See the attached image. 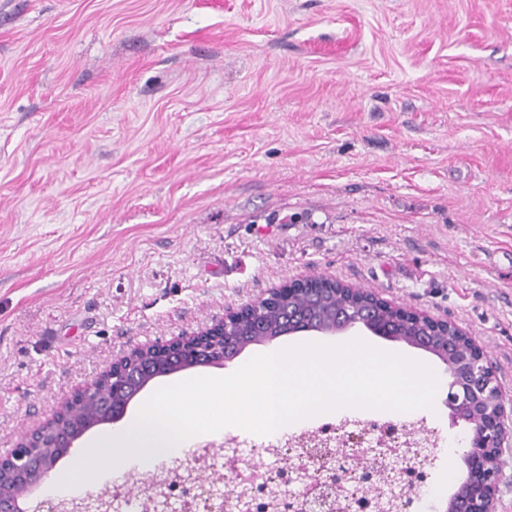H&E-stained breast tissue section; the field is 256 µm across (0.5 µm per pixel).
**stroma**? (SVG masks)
<instances>
[{
	"instance_id": "35a3bbf8",
	"label": "stroma",
	"mask_w": 512,
	"mask_h": 512,
	"mask_svg": "<svg viewBox=\"0 0 512 512\" xmlns=\"http://www.w3.org/2000/svg\"><path fill=\"white\" fill-rule=\"evenodd\" d=\"M323 275L512 390V0H0V454L130 350ZM362 338L436 366L423 349ZM444 393L409 415L447 501Z\"/></svg>"
}]
</instances>
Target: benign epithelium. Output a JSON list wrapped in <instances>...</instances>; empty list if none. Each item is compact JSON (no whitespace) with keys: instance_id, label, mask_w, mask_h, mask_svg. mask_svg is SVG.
Wrapping results in <instances>:
<instances>
[{"instance_id":"1","label":"benign epithelium","mask_w":512,"mask_h":512,"mask_svg":"<svg viewBox=\"0 0 512 512\" xmlns=\"http://www.w3.org/2000/svg\"><path fill=\"white\" fill-rule=\"evenodd\" d=\"M310 288L331 289L346 299H359L375 309L379 318L362 326L376 336L409 342L403 331L412 325L422 326L431 336L452 339V344L437 352L450 377L445 405L452 423L468 425L465 450L459 459L465 476L448 499L446 512H496L503 465L506 421L512 418V398L504 396L502 388L484 353L468 334L455 323L434 319L428 315L407 312L379 300L373 293L352 288L323 276L307 277L296 284H283L268 289L255 300L224 311V317L197 333L165 343L136 348L102 371L94 380L64 402L48 419L27 433L17 448L6 456L0 455V478L9 480L10 488H0V512H24L18 506L25 491L40 483L55 468L71 448L77 447L87 432L103 423L120 419L129 403L138 395L130 391L128 382L139 383V389L153 379V368L144 364L151 357L162 359L179 372L202 366L224 365V338L236 329L253 322L258 316L291 302ZM433 432L420 430L416 456L422 465L432 466L434 456L429 448ZM399 442L393 437L370 448L362 447L363 438L344 434L336 439V453L323 457L319 447L327 440L311 435L303 441L310 447L308 461L295 466L293 483L312 490L304 502L309 512H319L332 497L344 494L373 495L379 484L389 486L387 496L380 497L382 512L409 508L412 498L403 482L402 460L387 457V448ZM211 464L197 465V459L176 460L175 470L189 487L191 505L204 512H224L226 494L219 486L223 475L218 470L221 452L209 454ZM385 458L382 469L364 465L369 459ZM167 469L149 471L136 484L116 491H107L67 503L45 501V512H114L117 503L132 494L143 499L154 512H180V507L166 495Z\"/></svg>"}]
</instances>
